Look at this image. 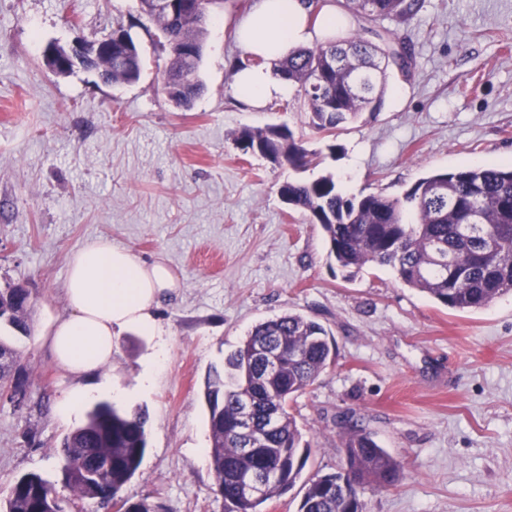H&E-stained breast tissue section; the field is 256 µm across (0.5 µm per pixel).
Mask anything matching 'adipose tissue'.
Instances as JSON below:
<instances>
[{
  "instance_id": "adipose-tissue-1",
  "label": "adipose tissue",
  "mask_w": 512,
  "mask_h": 512,
  "mask_svg": "<svg viewBox=\"0 0 512 512\" xmlns=\"http://www.w3.org/2000/svg\"><path fill=\"white\" fill-rule=\"evenodd\" d=\"M342 15L335 0H323L317 13L305 0H254L234 29L236 41L255 59L234 73L240 99L263 106L285 95L288 85L272 79L270 64L293 49L336 35ZM181 285L162 260L146 261L126 248L98 243L73 255L66 312L48 316L40 333L58 368L79 381L68 391L63 409L88 397L81 379L111 364L115 333L129 328L155 331L162 292Z\"/></svg>"
}]
</instances>
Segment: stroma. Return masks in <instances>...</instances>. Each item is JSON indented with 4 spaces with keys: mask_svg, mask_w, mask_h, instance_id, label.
Wrapping results in <instances>:
<instances>
[{
    "mask_svg": "<svg viewBox=\"0 0 512 512\" xmlns=\"http://www.w3.org/2000/svg\"><path fill=\"white\" fill-rule=\"evenodd\" d=\"M252 0H222L200 66L203 88L175 107L161 80L170 63L135 0H0V289L31 297L30 333L0 338L23 352L27 399L0 400V512L36 472L61 484L55 450L84 423L83 403L59 406L72 384L39 340L64 313L73 254L104 242L181 278L158 329L114 338L93 376L123 391L120 410L145 411L147 450L123 490L159 512H225L213 491L204 382L258 323L299 313L336 340L333 367L293 403L311 446L304 476L344 465L342 422L362 420L403 465L396 487L366 490L370 512H512V294L460 313L404 286L387 267L357 273L328 257L325 234L279 198L286 180L333 175L344 195L402 196L420 177L512 164V0H423L399 25L409 77L389 73L382 106L327 136L287 94L242 102L233 70L245 51L232 25ZM129 28L140 79L60 76L51 42L93 41ZM287 124L313 155L308 168L243 152L239 130Z\"/></svg>",
    "mask_w": 512,
    "mask_h": 512,
    "instance_id": "stroma-1",
    "label": "stroma"
}]
</instances>
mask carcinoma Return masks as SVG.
Here are the masks:
<instances>
[{
    "label": "carcinoma",
    "mask_w": 512,
    "mask_h": 512,
    "mask_svg": "<svg viewBox=\"0 0 512 512\" xmlns=\"http://www.w3.org/2000/svg\"><path fill=\"white\" fill-rule=\"evenodd\" d=\"M346 6L366 23L372 39L351 37L291 51L275 74L296 88L318 134L333 133L365 112L381 107L389 66L400 42L391 25L419 15L422 0H347ZM159 35L169 46L170 68L162 89H176L187 106L201 84L200 62L191 63L183 49L201 42L190 23L167 14L153 15ZM125 60L102 57L96 67L112 84L136 82L142 70L140 48L128 30ZM236 142L275 165L295 169L312 163L311 154L286 124L243 128ZM288 206L309 214L323 229L328 257L344 269L367 264L393 269L398 279L435 302L457 311L483 308L512 294V165H476L420 178L400 197L380 193L345 197L336 180H288L278 188ZM496 238V248L487 240ZM30 293L21 286L0 290V322L24 335ZM266 345L278 352V365L257 356ZM21 351L0 341V396L24 385ZM336 361V345L321 323L287 313L257 324L225 361L227 370L208 372L204 400L208 410L213 491L227 512H265L264 505L294 488L311 454L289 402L312 386ZM251 407L259 437L249 451L237 432L240 410ZM147 415L123 412L101 402L85 423L68 433L56 453L63 461L64 488L81 501L112 502L125 507V485L141 465L146 447ZM345 466L338 472L310 476L298 512H370L367 488L386 489L399 482L403 466L356 420L344 432ZM268 471L261 494L241 493L254 474ZM63 498L37 473L14 484L7 512H64Z\"/></svg>",
    "instance_id": "carcinoma-1"
}]
</instances>
